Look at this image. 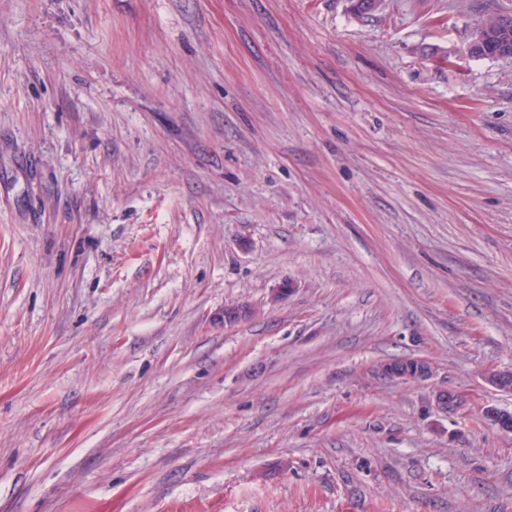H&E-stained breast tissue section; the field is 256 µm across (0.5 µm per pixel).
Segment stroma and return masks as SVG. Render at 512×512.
<instances>
[{
	"mask_svg": "<svg viewBox=\"0 0 512 512\" xmlns=\"http://www.w3.org/2000/svg\"><path fill=\"white\" fill-rule=\"evenodd\" d=\"M497 8L0 0V512H512ZM493 19V18H492ZM492 19L485 21V25L490 28L489 33L487 34V37L483 33L482 29L483 26L478 29L475 34L470 38L466 51L468 54H477L481 48L484 47V45L487 42L492 46L491 51L489 52L490 55H483V56H476V57H489V58H496L500 59L497 56H494L496 53V50L505 42L508 46V57L509 59L504 60L505 62L511 63L512 62V29H508L507 31H500L498 28H496L492 23Z\"/></svg>",
	"mask_w": 512,
	"mask_h": 512,
	"instance_id": "stroma-1",
	"label": "stroma"
}]
</instances>
